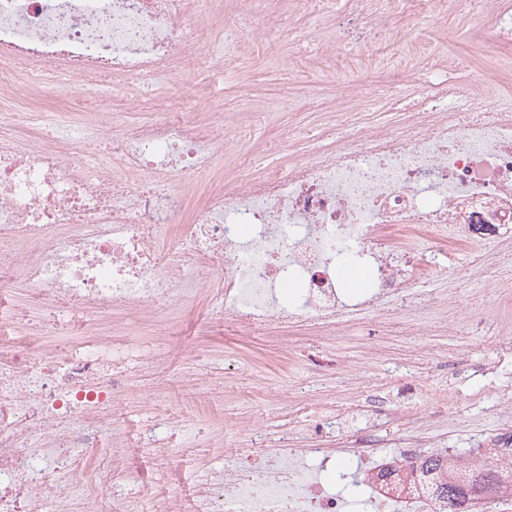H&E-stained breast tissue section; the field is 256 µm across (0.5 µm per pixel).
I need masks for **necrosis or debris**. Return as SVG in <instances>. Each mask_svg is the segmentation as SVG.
<instances>
[{"label": "necrosis or debris", "mask_w": 512, "mask_h": 512, "mask_svg": "<svg viewBox=\"0 0 512 512\" xmlns=\"http://www.w3.org/2000/svg\"><path fill=\"white\" fill-rule=\"evenodd\" d=\"M201 0H0V295L23 289L29 308H48L54 325L79 324L91 312L120 307L143 315L188 291L186 270L206 266L217 279L210 311L247 330L314 322L341 333L348 317L421 314L434 307L428 284L459 256L481 267L512 308V245L484 264L480 243L512 225V110L492 109L480 92L443 84L409 112L380 125L367 113H343L349 140L314 146L297 133L298 157L254 168L251 129L202 125L172 111L168 87L198 54L182 21ZM492 15L487 38L512 50V0H471ZM442 0H350L393 41L400 24L439 11ZM266 43L283 33V0H236ZM150 97L135 95L139 82ZM108 84L128 96L137 122L111 136L86 127L91 93ZM71 86L63 112L27 113L19 134L12 107ZM75 145L62 160L49 137ZM232 158L231 188L208 190L188 206L174 181L193 182L218 159ZM367 267L363 301L340 291L342 264ZM299 287L294 302L279 293ZM0 362V404L17 406L0 426V512H62L78 498L60 481L96 456L111 437L127 387L112 339L66 345L63 353L17 339ZM243 432L254 452L227 454L220 478L193 494L194 512H351L323 481L338 458L354 460V478L370 512H439L425 487L384 485L370 431L341 447L267 450L257 424ZM448 474L512 472V448L494 445L465 458L448 454Z\"/></svg>", "instance_id": "4bbe7bcc"}]
</instances>
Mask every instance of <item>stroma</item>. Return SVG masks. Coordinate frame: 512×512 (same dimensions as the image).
Masks as SVG:
<instances>
[{
    "mask_svg": "<svg viewBox=\"0 0 512 512\" xmlns=\"http://www.w3.org/2000/svg\"><path fill=\"white\" fill-rule=\"evenodd\" d=\"M285 9L287 38L225 64L223 89L213 104L194 109L195 121L213 123L220 112L225 123L253 126L260 139L333 127L338 113L354 109L344 77L361 73V57L379 68L394 52L373 17L358 15L333 27L294 0H286ZM490 23V16L472 13L459 0L443 7L432 21L437 35L426 55L408 62V86L393 91L373 85L369 97L394 94L409 108L438 82L471 84L477 63L498 72L502 90L512 89V63L483 40ZM188 276L194 289L155 320L121 311L84 320V332L123 338L130 352L144 348L159 361L158 370L137 373L120 406L117 431L152 472L149 482L124 489L135 512H156L167 499L190 505L199 475L223 470L226 450L249 454L238 427L246 419L261 423L270 445L311 448L308 430L341 407L347 411L343 430L372 425L381 454L391 457L411 411L434 412L433 436L457 453L475 451L503 432L508 416L499 393L512 390V357L501 358L499 345L512 339V318L479 271L455 272L435 285L437 312L387 322L369 316L338 336L312 326L286 335L276 328L224 326L208 311L207 272L195 267ZM24 322L37 341H47L42 315L25 313L21 296L0 299V352L9 351L7 337ZM167 374L189 380V390L171 395L161 386ZM148 394L153 403L145 402ZM160 412L170 419L164 437L172 453L166 457L142 441Z\"/></svg>",
    "mask_w": 512,
    "mask_h": 512,
    "instance_id": "35a3bbf8",
    "label": "stroma"
}]
</instances>
